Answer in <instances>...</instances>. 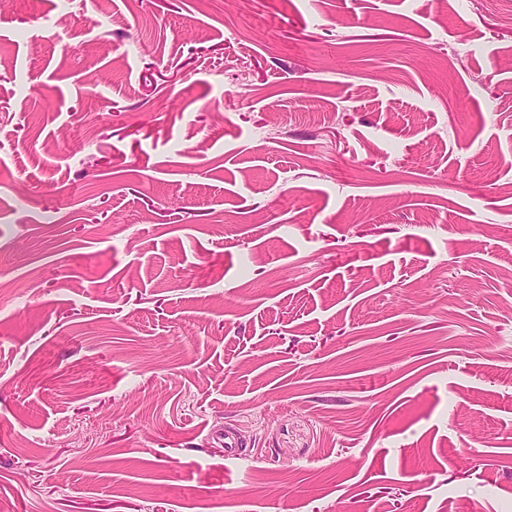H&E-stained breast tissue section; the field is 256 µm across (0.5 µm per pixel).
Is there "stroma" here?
<instances>
[{
  "instance_id": "stroma-1",
  "label": "stroma",
  "mask_w": 512,
  "mask_h": 512,
  "mask_svg": "<svg viewBox=\"0 0 512 512\" xmlns=\"http://www.w3.org/2000/svg\"><path fill=\"white\" fill-rule=\"evenodd\" d=\"M509 158L512 0H0V500L512 512Z\"/></svg>"
}]
</instances>
